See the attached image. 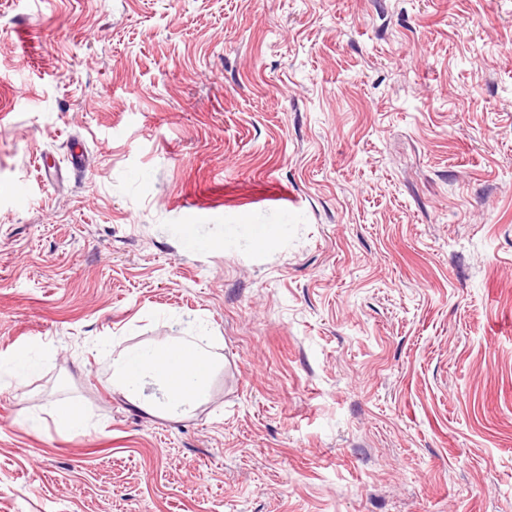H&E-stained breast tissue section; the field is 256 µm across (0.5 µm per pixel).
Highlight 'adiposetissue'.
Segmentation results:
<instances>
[{"instance_id": "1", "label": "adipose tissue", "mask_w": 512, "mask_h": 512, "mask_svg": "<svg viewBox=\"0 0 512 512\" xmlns=\"http://www.w3.org/2000/svg\"><path fill=\"white\" fill-rule=\"evenodd\" d=\"M218 342L202 328L146 347L112 342L107 347L112 388L146 414L180 419L207 396Z\"/></svg>"}]
</instances>
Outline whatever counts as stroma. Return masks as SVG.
Wrapping results in <instances>:
<instances>
[{"label":"stroma","mask_w":512,"mask_h":512,"mask_svg":"<svg viewBox=\"0 0 512 512\" xmlns=\"http://www.w3.org/2000/svg\"><path fill=\"white\" fill-rule=\"evenodd\" d=\"M0 512H512V0H0ZM219 341L201 326L146 347H122L113 339L107 344L112 390L148 415L180 419L206 398ZM85 416L77 406L71 405L60 410L55 423L59 429L65 432H78L85 427Z\"/></svg>","instance_id":"1"}]
</instances>
